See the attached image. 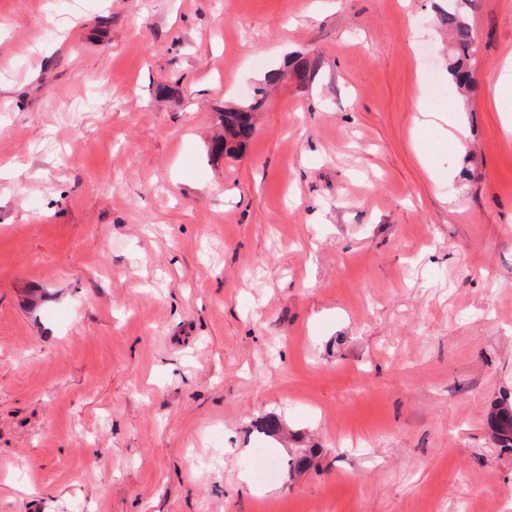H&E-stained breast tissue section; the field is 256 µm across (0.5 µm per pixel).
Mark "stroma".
I'll list each match as a JSON object with an SVG mask.
<instances>
[{"label": "stroma", "instance_id": "1", "mask_svg": "<svg viewBox=\"0 0 512 512\" xmlns=\"http://www.w3.org/2000/svg\"><path fill=\"white\" fill-rule=\"evenodd\" d=\"M447 3L0 0V512H512V0L465 99ZM256 98L245 107L249 111L229 109L224 112V140L221 147L225 155L232 157L240 153L252 139L255 132L254 114L264 104L266 91L258 88ZM488 421L495 439L502 448H512V404L506 401L494 404L489 412Z\"/></svg>", "mask_w": 512, "mask_h": 512}]
</instances>
